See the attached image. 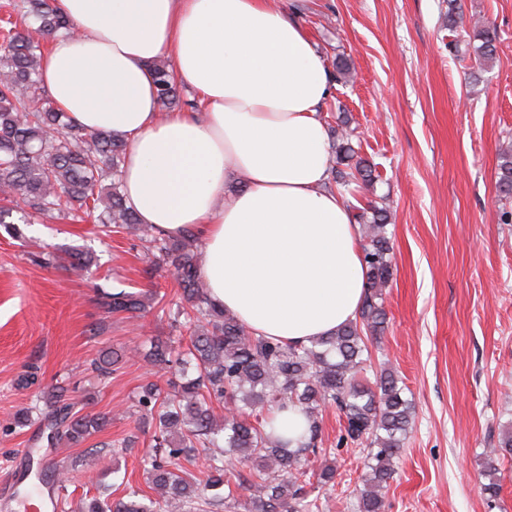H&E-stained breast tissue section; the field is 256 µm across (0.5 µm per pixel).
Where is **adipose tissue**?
<instances>
[{
  "instance_id": "adipose-tissue-1",
  "label": "adipose tissue",
  "mask_w": 512,
  "mask_h": 512,
  "mask_svg": "<svg viewBox=\"0 0 512 512\" xmlns=\"http://www.w3.org/2000/svg\"><path fill=\"white\" fill-rule=\"evenodd\" d=\"M42 83L56 108L128 142L122 190L140 223L192 232L211 298L258 336L305 344L353 320L358 226L330 186L322 54L279 0H56ZM199 95L161 112L153 64Z\"/></svg>"
}]
</instances>
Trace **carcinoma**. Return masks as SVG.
Returning <instances> with one entry per match:
<instances>
[{
	"instance_id": "1",
	"label": "carcinoma",
	"mask_w": 512,
	"mask_h": 512,
	"mask_svg": "<svg viewBox=\"0 0 512 512\" xmlns=\"http://www.w3.org/2000/svg\"><path fill=\"white\" fill-rule=\"evenodd\" d=\"M27 18L49 39L72 29L52 0H23ZM481 44L476 65L484 69L496 55L498 33L481 23L475 26ZM43 44L17 29L11 19L0 26V199L23 205L28 217L82 212L106 228H118L139 237L146 232L120 190L119 172L128 142L72 122L41 95ZM161 111L181 103L176 78L167 63H154ZM353 132H336L331 148L336 186H369L372 166L352 144ZM496 188L501 199L512 201V142L499 152ZM367 268L364 297L356 318L329 336L310 344L287 345L254 336L234 316L224 312L209 295L200 275L201 257L192 235H158L151 242L158 255L155 272L171 271L185 305L178 308V327L189 336L186 348L153 340L144 360L153 367L174 370L168 393L154 383L140 387L137 411L153 427L154 454L145 472L152 494L131 484L113 501L94 495L81 512H216L229 504L233 491L226 463L247 468L237 478L250 491L251 512H312L320 508L310 489L335 481L333 463L322 447L320 415L327 405L337 407L344 421L338 446L367 443L366 472L357 512H384L382 490L393 479L414 406L390 367H383L371 383L360 377L370 360L367 340L380 336L387 319L385 289L392 277L391 238L386 209L376 203L353 206ZM93 262L87 252L68 254L67 270L81 272ZM158 293L129 291L122 286L99 288L100 305L109 313H137L156 303ZM123 359L118 350H104L90 363L103 379ZM56 383L48 391L47 411L39 413L41 439L46 447L65 442L80 446L104 430L112 416L80 413ZM229 404L232 413L217 415L214 405ZM295 407L307 420L296 447L282 441L269 427L273 414ZM512 454V426L497 446L485 453V479L480 490L500 500L498 462ZM202 460L199 473L183 462Z\"/></svg>"
}]
</instances>
